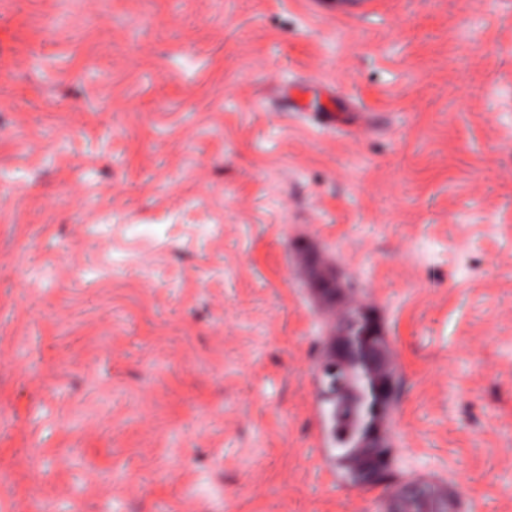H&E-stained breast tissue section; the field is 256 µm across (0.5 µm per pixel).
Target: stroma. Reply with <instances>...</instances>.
<instances>
[{"instance_id":"stroma-1","label":"stroma","mask_w":512,"mask_h":512,"mask_svg":"<svg viewBox=\"0 0 512 512\" xmlns=\"http://www.w3.org/2000/svg\"><path fill=\"white\" fill-rule=\"evenodd\" d=\"M313 254L396 356L384 484L330 446ZM412 482L512 512V0H0V512Z\"/></svg>"}]
</instances>
